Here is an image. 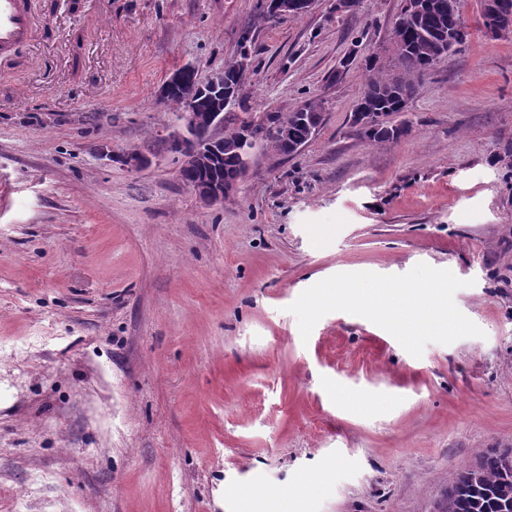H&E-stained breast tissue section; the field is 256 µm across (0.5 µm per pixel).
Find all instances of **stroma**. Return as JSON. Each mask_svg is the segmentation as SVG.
I'll list each match as a JSON object with an SVG mask.
<instances>
[{"label":"stroma","mask_w":512,"mask_h":512,"mask_svg":"<svg viewBox=\"0 0 512 512\" xmlns=\"http://www.w3.org/2000/svg\"><path fill=\"white\" fill-rule=\"evenodd\" d=\"M262 3L29 0L0 62V512H270L319 473L288 512H432L512 449V37L461 0L470 40L381 147L352 110L402 0ZM244 51L237 112L323 100L308 144L214 206L172 157L122 165L176 123L175 69ZM429 283L455 327L325 298ZM155 151L151 148H135L119 156L120 162L132 172L141 171L153 163Z\"/></svg>","instance_id":"35a3bbf8"}]
</instances>
